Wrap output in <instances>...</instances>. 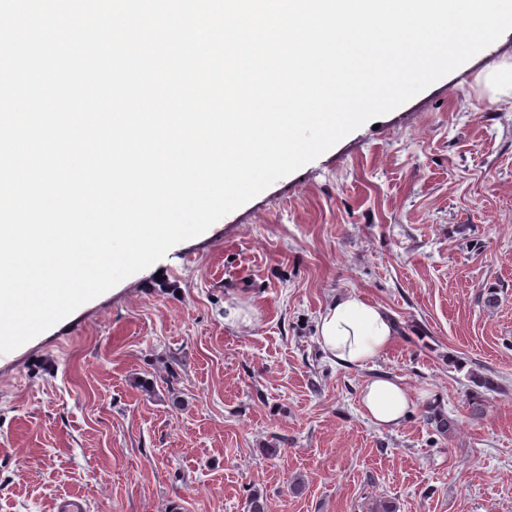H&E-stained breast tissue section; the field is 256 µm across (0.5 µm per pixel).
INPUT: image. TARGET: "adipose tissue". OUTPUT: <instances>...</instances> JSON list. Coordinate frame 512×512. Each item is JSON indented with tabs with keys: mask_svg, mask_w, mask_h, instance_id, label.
I'll use <instances>...</instances> for the list:
<instances>
[{
	"mask_svg": "<svg viewBox=\"0 0 512 512\" xmlns=\"http://www.w3.org/2000/svg\"><path fill=\"white\" fill-rule=\"evenodd\" d=\"M317 340L332 362L364 366L379 358L394 343L396 326L388 312L364 295L351 292L335 298L320 313ZM416 399L401 382L379 376L362 389V414L376 427L392 429L411 413Z\"/></svg>",
	"mask_w": 512,
	"mask_h": 512,
	"instance_id": "obj_1",
	"label": "adipose tissue"
}]
</instances>
